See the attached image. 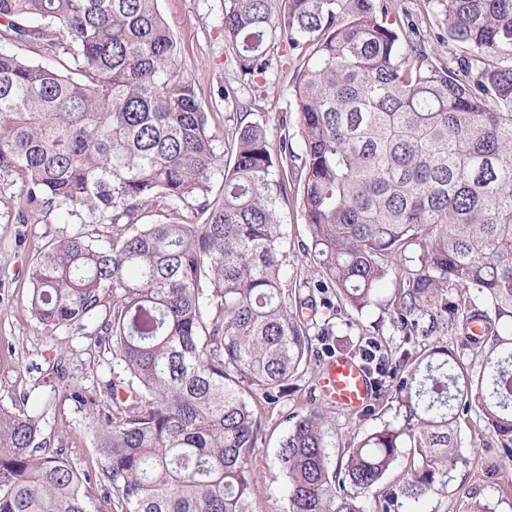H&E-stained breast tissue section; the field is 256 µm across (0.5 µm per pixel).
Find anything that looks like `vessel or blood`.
Returning <instances> with one entry per match:
<instances>
[{
  "label": "vessel or blood",
  "mask_w": 512,
  "mask_h": 512,
  "mask_svg": "<svg viewBox=\"0 0 512 512\" xmlns=\"http://www.w3.org/2000/svg\"><path fill=\"white\" fill-rule=\"evenodd\" d=\"M318 383L327 402L351 414L361 412L377 400L375 385L364 365L349 354L324 360Z\"/></svg>",
  "instance_id": "obj_1"
}]
</instances>
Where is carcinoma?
Returning <instances> with one entry per match:
<instances>
[{"instance_id":"obj_1","label":"carcinoma","mask_w":512,"mask_h":512,"mask_svg":"<svg viewBox=\"0 0 512 512\" xmlns=\"http://www.w3.org/2000/svg\"><path fill=\"white\" fill-rule=\"evenodd\" d=\"M270 2L230 0L224 41L250 73L276 41L303 58L302 149L286 124L275 148L261 123L241 122L225 162L158 0H0V43L39 56L0 49V167L22 181L18 221L79 225L36 250L31 313L50 334L95 326L97 352L122 371L106 402L55 366L95 420L81 471L39 417L0 409V512H394L445 484L474 406L512 462V0H438L461 48L451 64L387 22V0H285L277 15ZM290 182L321 287L361 311L414 245L397 322L445 321L481 363L435 341L397 354L365 337L374 384L400 376L403 424L364 435L336 469L334 412L292 415L279 510L256 498L258 404L310 365L317 314L284 285ZM156 200L170 214L142 222ZM402 448L407 477L377 493Z\"/></svg>"}]
</instances>
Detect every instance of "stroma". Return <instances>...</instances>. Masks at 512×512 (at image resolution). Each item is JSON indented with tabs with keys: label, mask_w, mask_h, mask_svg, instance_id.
<instances>
[{
	"label": "stroma",
	"mask_w": 512,
	"mask_h": 512,
	"mask_svg": "<svg viewBox=\"0 0 512 512\" xmlns=\"http://www.w3.org/2000/svg\"><path fill=\"white\" fill-rule=\"evenodd\" d=\"M226 4L227 0H160L159 9L179 41L183 66L196 82L206 111L212 114L210 129L217 146H224L234 136L241 111L250 112L252 120L264 125L269 142L278 144L284 129L297 127L293 86L301 62L278 43L269 52L265 72H242L224 42ZM389 16L418 27L426 48L440 60L447 62L458 54V45L449 40L440 22L435 0H390ZM224 86L235 89V103L224 102L220 95ZM21 195L22 184L14 172L0 169V409L21 405L40 416L44 429L54 433L70 462L82 467L94 456L92 419L66 401L53 364L64 358L70 375L84 389L102 395L113 377V363L111 358L98 357L88 331L61 329L48 335L30 316L29 269L35 248L69 236L77 227L54 218L45 224H20ZM280 215L285 231L286 287H294L299 278L319 283L322 274L310 251L299 189H292ZM403 286L400 277H388L374 303L361 311L332 296L318 305L310 333L324 336L326 350L313 356L308 370L299 374L286 396L262 409L263 440L254 460L262 499L279 501L284 497L287 480L277 463L279 443L292 425L293 413L322 405L317 375L328 355L355 353L365 336L377 337L395 350L419 349L437 340L461 363L479 369L478 357L461 332L451 326L434 325L424 317L416 334L397 327L395 300ZM394 394V387L382 390L375 413L363 420L336 412L329 450L332 465L345 462L349 448L363 434L402 424ZM457 437L459 459L449 468L443 489L420 502L400 498L397 512H469L477 500L490 503L494 512H512V466H503L502 450L496 439L485 433L477 410L461 417Z\"/></svg>",
	"instance_id": "1"
}]
</instances>
